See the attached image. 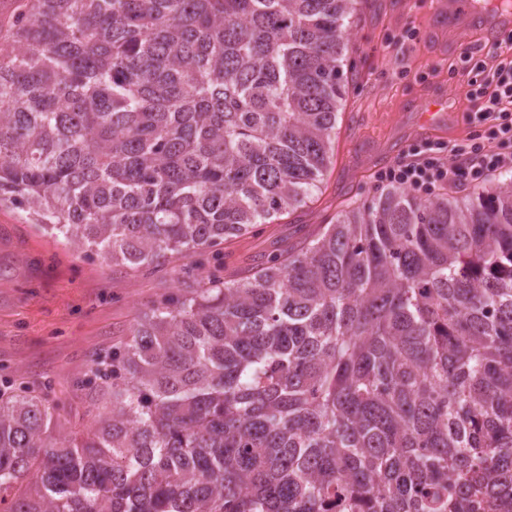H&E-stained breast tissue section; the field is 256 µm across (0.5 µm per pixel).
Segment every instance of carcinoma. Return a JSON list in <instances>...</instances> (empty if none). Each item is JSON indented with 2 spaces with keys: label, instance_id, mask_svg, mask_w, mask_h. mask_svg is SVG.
<instances>
[{
  "label": "carcinoma",
  "instance_id": "1",
  "mask_svg": "<svg viewBox=\"0 0 512 512\" xmlns=\"http://www.w3.org/2000/svg\"><path fill=\"white\" fill-rule=\"evenodd\" d=\"M358 0H22L0 203L190 291L95 372L81 435L0 387V512H499L512 178L393 189L227 280L201 258L317 188Z\"/></svg>",
  "mask_w": 512,
  "mask_h": 512
}]
</instances>
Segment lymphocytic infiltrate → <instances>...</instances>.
<instances>
[{"instance_id":"f902f5d3","label":"lymphocytic infiltrate","mask_w":512,"mask_h":512,"mask_svg":"<svg viewBox=\"0 0 512 512\" xmlns=\"http://www.w3.org/2000/svg\"><path fill=\"white\" fill-rule=\"evenodd\" d=\"M511 50L512 38L494 45L492 54L500 62L493 72L478 62L463 70L475 133L450 156L429 148L417 162L391 166L380 173V182L427 194L446 182L477 183L489 173L512 169V60L506 58Z\"/></svg>"}]
</instances>
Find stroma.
Returning a JSON list of instances; mask_svg holds the SVG:
<instances>
[{"label": "stroma", "instance_id": "stroma-1", "mask_svg": "<svg viewBox=\"0 0 512 512\" xmlns=\"http://www.w3.org/2000/svg\"><path fill=\"white\" fill-rule=\"evenodd\" d=\"M443 0H361L352 19L343 98L332 157L302 206L227 240L221 262L234 278L270 255L335 223L346 205L371 202L379 171L407 159L420 115L438 98L454 112L441 141L464 139L469 103L459 80L460 43L492 49L470 31L449 28ZM181 256L154 268L112 265L71 254L25 212L0 205V381L57 406L60 432L89 424L96 358L126 342L139 314L166 296Z\"/></svg>", "mask_w": 512, "mask_h": 512}]
</instances>
